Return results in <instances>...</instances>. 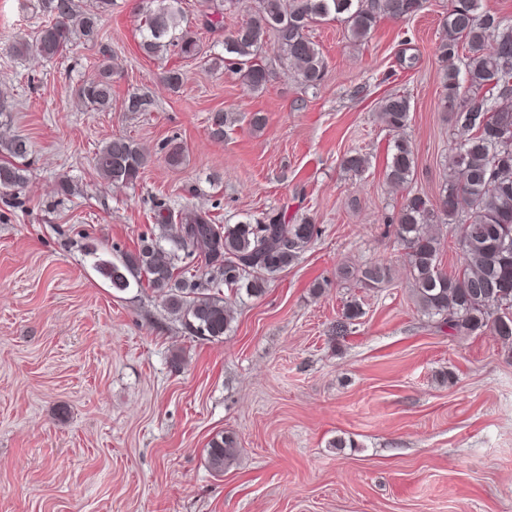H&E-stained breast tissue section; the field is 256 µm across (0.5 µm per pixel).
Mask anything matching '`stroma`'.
Instances as JSON below:
<instances>
[{
	"label": "stroma",
	"instance_id": "1",
	"mask_svg": "<svg viewBox=\"0 0 512 512\" xmlns=\"http://www.w3.org/2000/svg\"><path fill=\"white\" fill-rule=\"evenodd\" d=\"M142 7L116 0L97 45L45 60L10 50L41 24L37 0H0L6 130L31 144L24 187L0 191V512H512V346L436 328L391 222L407 192L437 199L450 173L435 55L448 0L379 19L363 44L342 23L312 24L323 82L304 87L270 54L258 93L208 63L244 5L211 32L199 0H182L201 52L160 59L139 49ZM104 63L112 109L85 111L75 90ZM165 68L180 90L160 82ZM134 92L151 111H125ZM389 93L410 100L399 133L377 117ZM216 111L234 118L220 141ZM115 135L149 157L136 184L95 169ZM398 136L416 157L406 189L385 180ZM353 149L369 160L360 176L341 164ZM63 178L76 195L58 194ZM157 202L219 224L284 207L322 233L262 296L226 292L231 328L203 339L153 288L116 291L93 267L157 233ZM374 261L391 268L382 287L338 276ZM227 431L242 451L216 474L207 445Z\"/></svg>",
	"mask_w": 512,
	"mask_h": 512
}]
</instances>
